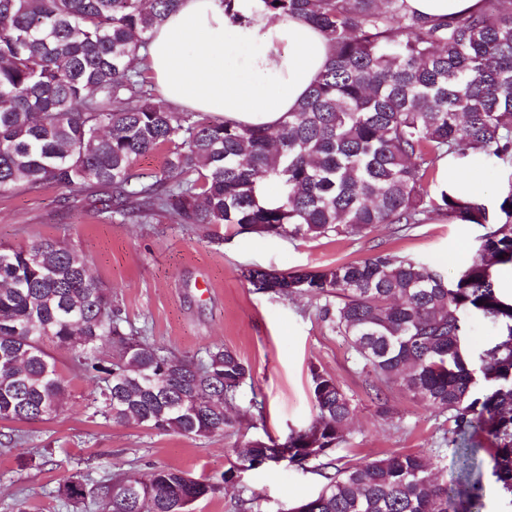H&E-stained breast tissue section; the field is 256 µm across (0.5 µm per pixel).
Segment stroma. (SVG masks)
Returning <instances> with one entry per match:
<instances>
[{
  "mask_svg": "<svg viewBox=\"0 0 512 512\" xmlns=\"http://www.w3.org/2000/svg\"><path fill=\"white\" fill-rule=\"evenodd\" d=\"M64 196L56 187L1 193L0 245L64 242L111 286L112 300L128 325L157 345L196 360L210 346L224 344L249 365L251 378L241 410L230 413L231 427L193 439L91 416L86 404L94 379L73 370L66 350L50 347L67 385V400L47 417L0 421V512H73L54 495L73 477L92 483L118 474L144 477L158 466L197 477L220 476L237 462L248 441L281 443L314 419L313 365L336 379L355 408L346 439L333 452L337 463L405 450L428 456L445 478H453L445 414L396 384L385 392L387 413H380L374 376L322 319L320 301L257 291L241 271L254 265L314 270L389 252L430 260L452 279L462 268L452 251L472 254L485 227L439 218L403 232L389 224L361 235L301 240L226 225L214 237L206 228L169 220L124 223L103 213L97 197L67 204ZM254 398L261 401V410H250ZM323 484L310 466L282 461L240 471L236 488L254 498L252 512H291L315 497Z\"/></svg>",
  "mask_w": 512,
  "mask_h": 512,
  "instance_id": "obj_1",
  "label": "stroma"
}]
</instances>
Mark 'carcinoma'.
I'll return each mask as SVG.
<instances>
[{
  "instance_id": "carcinoma-1",
  "label": "carcinoma",
  "mask_w": 512,
  "mask_h": 512,
  "mask_svg": "<svg viewBox=\"0 0 512 512\" xmlns=\"http://www.w3.org/2000/svg\"><path fill=\"white\" fill-rule=\"evenodd\" d=\"M179 2L0 0V193L51 185L74 199L104 195L109 212L138 224H234L302 240L385 224L406 231L434 211L492 225L452 281L427 261L392 253L242 275L259 290L324 301V318L363 367L452 424L451 485L420 453L339 467L330 456L354 408L334 377L311 367L316 416L286 439L290 462L316 461L325 479L303 508L485 512L477 431L493 445L492 476L512 495V300L492 272L512 267V183L493 210L427 189L445 156L480 153L512 168V0H484L481 13L451 20H425L406 0H263L273 13L319 29L333 54L287 121L259 127L154 100L140 51ZM159 151L161 175L137 171L138 159ZM262 179L278 187L272 206L258 202ZM475 317L498 336L478 355L464 345ZM46 340L94 375L88 407L114 424L207 438L231 426L224 408L237 407L250 377L230 348L215 345L194 360L125 330L112 288L68 247L40 240L1 248V420L44 417L64 402L66 384ZM272 452L251 441L218 479L160 466L147 479L72 478L59 495L74 507L90 498L100 512H192Z\"/></svg>"
}]
</instances>
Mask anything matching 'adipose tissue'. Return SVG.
Returning a JSON list of instances; mask_svg holds the SVG:
<instances>
[{"mask_svg":"<svg viewBox=\"0 0 512 512\" xmlns=\"http://www.w3.org/2000/svg\"><path fill=\"white\" fill-rule=\"evenodd\" d=\"M332 49L312 25L262 0H182L153 33L148 63L167 103L248 126L288 118Z\"/></svg>","mask_w":512,"mask_h":512,"instance_id":"1","label":"adipose tissue"}]
</instances>
